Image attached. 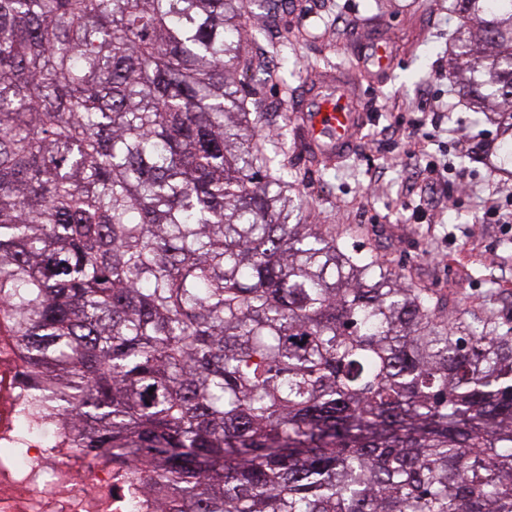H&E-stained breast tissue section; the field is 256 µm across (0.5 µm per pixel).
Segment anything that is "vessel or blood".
<instances>
[{
    "mask_svg": "<svg viewBox=\"0 0 512 512\" xmlns=\"http://www.w3.org/2000/svg\"><path fill=\"white\" fill-rule=\"evenodd\" d=\"M360 81L356 72L337 65L298 104L296 138L311 161L338 162L350 154L365 121L358 104Z\"/></svg>",
    "mask_w": 512,
    "mask_h": 512,
    "instance_id": "1",
    "label": "vessel or blood"
}]
</instances>
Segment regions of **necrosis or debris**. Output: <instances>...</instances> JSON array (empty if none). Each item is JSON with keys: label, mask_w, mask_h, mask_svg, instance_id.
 I'll return each mask as SVG.
<instances>
[{"label": "necrosis or debris", "mask_w": 512, "mask_h": 512, "mask_svg": "<svg viewBox=\"0 0 512 512\" xmlns=\"http://www.w3.org/2000/svg\"><path fill=\"white\" fill-rule=\"evenodd\" d=\"M26 378L13 352L0 346V512H155L122 469L57 447L52 432H30L14 454L23 422Z\"/></svg>", "instance_id": "1"}]
</instances>
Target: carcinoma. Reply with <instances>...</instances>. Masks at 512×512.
<instances>
[{
	"mask_svg": "<svg viewBox=\"0 0 512 512\" xmlns=\"http://www.w3.org/2000/svg\"><path fill=\"white\" fill-rule=\"evenodd\" d=\"M0 0V334L158 512H512V327L355 260L255 143L252 6ZM512 130V0H451Z\"/></svg>",
	"mask_w": 512,
	"mask_h": 512,
	"instance_id": "cac0c4a2",
	"label": "carcinoma"
}]
</instances>
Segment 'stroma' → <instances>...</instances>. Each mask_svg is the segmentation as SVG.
Segmentation results:
<instances>
[{
	"label": "stroma",
	"mask_w": 512,
	"mask_h": 512,
	"mask_svg": "<svg viewBox=\"0 0 512 512\" xmlns=\"http://www.w3.org/2000/svg\"><path fill=\"white\" fill-rule=\"evenodd\" d=\"M465 26L448 0H290L276 21L260 8L247 20L243 79L265 82L258 131L269 144L305 84L339 64L363 72L366 121L350 157L321 170L288 146V162L302 174L295 188L304 214L347 251L440 298L444 314L512 327V162L491 114L472 111L452 78ZM382 36L395 64L377 78L363 61ZM417 116L416 129L409 120ZM430 161L441 172L421 177ZM449 195L454 208L426 204ZM493 205L502 221L484 223Z\"/></svg>",
	"instance_id": "1"
}]
</instances>
